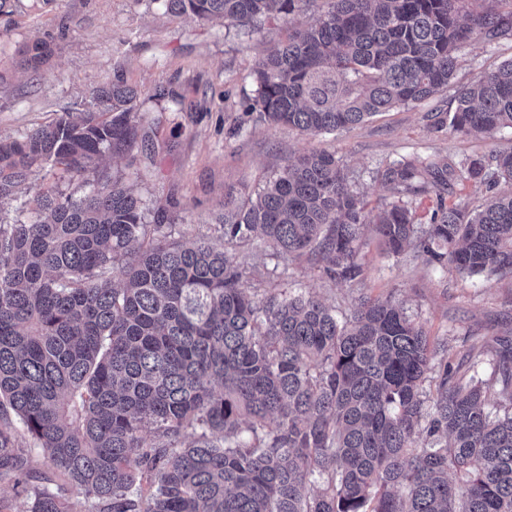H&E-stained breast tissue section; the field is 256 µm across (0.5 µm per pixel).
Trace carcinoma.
Masks as SVG:
<instances>
[{"mask_svg":"<svg viewBox=\"0 0 512 512\" xmlns=\"http://www.w3.org/2000/svg\"><path fill=\"white\" fill-rule=\"evenodd\" d=\"M201 21L255 26L305 0H162ZM253 70L248 105L273 125L318 135L409 107L448 87L477 29L512 35L501 0H327ZM50 48L21 50L36 69ZM138 92L100 87V111L64 112L0 139V481L25 484L27 512H512V346L483 380L439 366L390 297L363 296L339 320L314 295L257 299L229 246L260 239L316 253L340 283L364 277L363 228L463 277L512 276V152L468 157L458 177L492 192L483 209L437 199L430 223L403 201L366 209L335 156L305 150L255 193L224 199V248L171 242L168 210L99 173L136 142ZM436 126L461 136L512 129V60L457 90ZM93 175L75 198L37 192L32 219L4 205L36 163ZM445 158L377 171L398 194L443 180ZM495 388L489 402L486 386ZM64 483L28 485L21 434ZM84 501H72L68 487Z\"/></svg>","mask_w":512,"mask_h":512,"instance_id":"cac0c4a2","label":"carcinoma"}]
</instances>
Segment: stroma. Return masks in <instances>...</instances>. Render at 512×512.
<instances>
[{
    "label": "stroma",
    "mask_w": 512,
    "mask_h": 512,
    "mask_svg": "<svg viewBox=\"0 0 512 512\" xmlns=\"http://www.w3.org/2000/svg\"><path fill=\"white\" fill-rule=\"evenodd\" d=\"M326 0L249 31L226 22L171 14L160 0H11L0 14V139H19L62 112L93 109L97 87L122 81L138 91V144L112 157V179L133 185L145 209L166 205L174 239L223 244L221 219L229 190L253 192L279 164L304 149L334 154L346 165L370 207L401 199L375 178L378 168L410 159L460 161L512 149V131L462 137L435 126L436 110H449L458 86L512 59V38L473 39L459 52L448 88L435 99L383 112L349 130L306 136L272 126L248 111L256 86L251 71L270 47L296 28L314 23ZM45 41L48 59L33 73L21 68L22 46ZM30 191L6 206L8 221H26L31 192L82 196L83 176L63 167L33 166ZM480 209L488 195L474 180L450 179L442 193L409 194L417 223H429L437 199ZM244 284L256 297L290 289L313 293L337 312L359 297H394L423 326L439 360L469 374L489 358L498 340L512 339V278L460 277L452 266L426 263L414 249L388 255L364 236V277L356 284L327 278L314 255H285L272 248L236 251Z\"/></svg>",
    "instance_id": "stroma-1"
}]
</instances>
